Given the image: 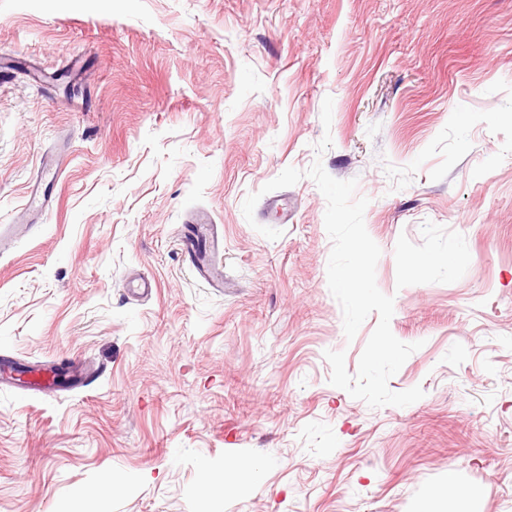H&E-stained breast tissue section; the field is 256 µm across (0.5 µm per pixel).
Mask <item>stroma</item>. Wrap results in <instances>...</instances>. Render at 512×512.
<instances>
[{
	"instance_id": "stroma-1",
	"label": "stroma",
	"mask_w": 512,
	"mask_h": 512,
	"mask_svg": "<svg viewBox=\"0 0 512 512\" xmlns=\"http://www.w3.org/2000/svg\"><path fill=\"white\" fill-rule=\"evenodd\" d=\"M317 160L369 200L409 406L329 382L325 351L356 373L378 317L346 339L314 181L243 215ZM199 211L220 289L178 249ZM21 223L0 359L102 375L0 389V512H416L451 479L512 512V0H0V225Z\"/></svg>"
}]
</instances>
